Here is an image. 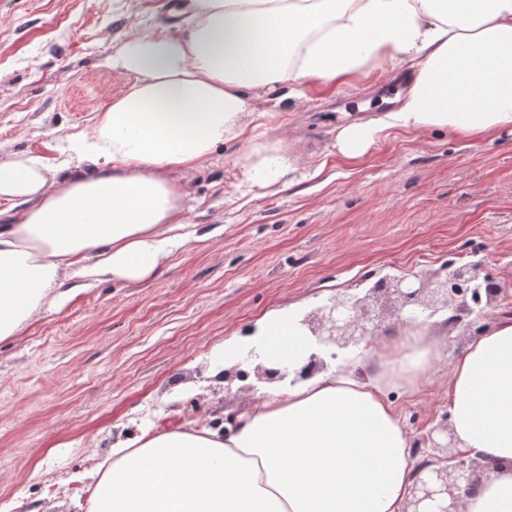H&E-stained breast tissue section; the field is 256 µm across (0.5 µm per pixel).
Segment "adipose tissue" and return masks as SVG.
<instances>
[{
    "label": "adipose tissue",
    "mask_w": 512,
    "mask_h": 512,
    "mask_svg": "<svg viewBox=\"0 0 512 512\" xmlns=\"http://www.w3.org/2000/svg\"><path fill=\"white\" fill-rule=\"evenodd\" d=\"M191 23L134 33L113 54L127 92L70 139L68 173L37 154L0 161V340L71 296L62 281H142L183 245L178 173L224 143L251 140L261 93L324 87L389 62L411 64L400 107L336 135L361 162L375 137L445 129L477 140L512 128V0H192ZM248 182L288 175L276 149L248 156ZM304 312L288 304L225 339L220 363L248 346L304 353ZM442 344L412 326L369 379L323 373L271 389L222 429L189 423L112 448L89 512H403L416 480L412 439L389 394L420 393ZM448 422L490 467L463 512H512V319L469 341L448 374Z\"/></svg>",
    "instance_id": "ef3b65f1"
}]
</instances>
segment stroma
<instances>
[{
	"label": "stroma",
	"mask_w": 512,
	"mask_h": 512,
	"mask_svg": "<svg viewBox=\"0 0 512 512\" xmlns=\"http://www.w3.org/2000/svg\"><path fill=\"white\" fill-rule=\"evenodd\" d=\"M168 0H0V160L55 162L132 79L106 61ZM382 68L333 88L258 102L252 142L219 147L187 174L192 241L151 279L93 281L58 312L0 342V512H87L97 467L128 435L160 434L262 393L210 388L212 351L285 304L364 293L386 274L482 262L512 318V130L463 141L396 130L365 159L336 155L337 130L390 112L410 84ZM281 148L296 181L245 187L251 145ZM446 353L417 395L396 392L412 438L447 412L448 369L467 345L427 325Z\"/></svg>",
	"instance_id": "35a3bbf8"
}]
</instances>
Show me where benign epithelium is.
<instances>
[{"instance_id":"1","label":"benign epithelium","mask_w":512,"mask_h":512,"mask_svg":"<svg viewBox=\"0 0 512 512\" xmlns=\"http://www.w3.org/2000/svg\"><path fill=\"white\" fill-rule=\"evenodd\" d=\"M501 294L502 286L484 272L480 262L450 261L423 276H386L362 296L336 295L307 313L300 326L313 350L302 360L291 364L271 362L252 348L212 380L224 384L227 391L234 385L248 392L294 385L326 370V358H337V352L347 355L370 344L388 318L416 325L422 317L450 310L448 324L463 326L464 335L471 338L480 336L490 326L486 309ZM435 431L445 442L429 433L418 444L450 450L454 433L448 416H443ZM486 467L484 457L460 451L425 460L418 466V479L403 512H461L463 496L476 486L471 475Z\"/></svg>"}]
</instances>
